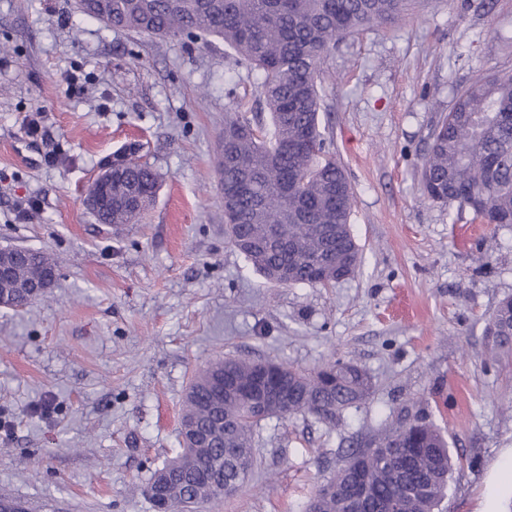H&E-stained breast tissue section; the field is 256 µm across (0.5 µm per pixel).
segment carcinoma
Instances as JSON below:
<instances>
[{
  "label": "carcinoma",
  "instance_id": "obj_1",
  "mask_svg": "<svg viewBox=\"0 0 512 512\" xmlns=\"http://www.w3.org/2000/svg\"><path fill=\"white\" fill-rule=\"evenodd\" d=\"M412 0H104L98 20L157 38L214 37L235 64L261 77L268 122L242 113L224 120L217 171L224 182L228 244L269 283L329 288L351 276L360 248L350 219L353 192L320 129L318 74L343 37L403 18ZM512 73L480 76L458 96L431 133L422 168L426 197L469 209L487 224H512ZM253 177L242 195L241 173ZM128 186L160 187L159 175L137 159L122 174ZM144 211L115 192L99 224H135ZM277 224L292 253L268 247L263 226ZM44 253L18 262L24 282L44 272ZM288 265V279L279 268ZM484 353H512V297L501 299L485 329ZM284 384L288 409L269 411L241 397L239 388ZM371 376L340 359L313 372L267 360L218 359L198 372L182 422L207 434V447L180 445L162 470L200 504L218 502L221 489H239L253 466L256 429L272 417L327 421L371 394ZM455 462L444 435L423 419L398 422L359 448L312 495L315 512H438Z\"/></svg>",
  "mask_w": 512,
  "mask_h": 512
}]
</instances>
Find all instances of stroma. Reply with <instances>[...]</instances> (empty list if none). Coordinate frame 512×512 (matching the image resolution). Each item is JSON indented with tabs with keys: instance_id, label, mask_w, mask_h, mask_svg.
I'll return each instance as SVG.
<instances>
[{
	"instance_id": "1",
	"label": "stroma",
	"mask_w": 512,
	"mask_h": 512,
	"mask_svg": "<svg viewBox=\"0 0 512 512\" xmlns=\"http://www.w3.org/2000/svg\"><path fill=\"white\" fill-rule=\"evenodd\" d=\"M74 2L0 0V246L57 268L46 297L0 308V498L28 512H155L142 488L178 447L200 366L341 359L370 373V399L329 422L263 421L252 474L203 512H305L339 455L402 412L426 416L463 459L442 512H472L512 448V361L482 352L512 296V226L481 229L428 200L421 170L460 91L512 72V0H418L330 50L320 118L360 247L331 288L266 282L224 241V119L236 102L258 107L260 78L214 38L115 30ZM33 117L46 141L28 136ZM131 156L161 187L141 223L116 230L84 192ZM32 198L38 218L17 219Z\"/></svg>"
}]
</instances>
